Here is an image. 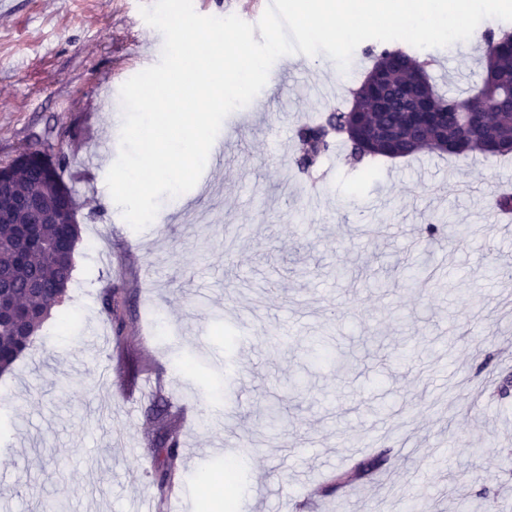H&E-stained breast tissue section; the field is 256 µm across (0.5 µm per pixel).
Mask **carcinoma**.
<instances>
[{
	"label": "carcinoma",
	"instance_id": "1",
	"mask_svg": "<svg viewBox=\"0 0 512 512\" xmlns=\"http://www.w3.org/2000/svg\"><path fill=\"white\" fill-rule=\"evenodd\" d=\"M508 33H485L484 67L477 91L466 96H446L431 83L425 64L399 48L377 50L370 46L365 54L372 58L371 70L386 67L385 78H364L352 91L348 109L327 112L318 120L297 126L295 137L301 144L294 157L295 167L305 172L332 148L331 132L347 124L354 126L357 115L364 125L354 131L355 138L341 139L351 164L364 165L377 158H405L430 150L453 156L473 153L507 157L512 155V45ZM422 94L423 111L433 114L427 127H413L404 116L409 95ZM386 96L391 106L382 110L377 98ZM65 155L56 148L49 166L42 164L39 152L25 150L23 160L4 164L8 179L0 193L13 197H33L37 211L17 210L12 220L0 223V374L10 371L33 344L36 332L49 316L59 296L66 294L74 270L73 255L80 240V225L72 223L68 199L45 179L47 169L59 175ZM426 240L460 238L467 228L446 224L437 215L427 219L422 229ZM434 271L429 260L409 268L405 279L412 285L429 282ZM125 290L114 288L104 299V310L115 333L124 327ZM156 451L165 455L156 470L160 487L169 484L178 456V440L172 430L157 435ZM385 462L379 453L361 461L352 474L342 478H362Z\"/></svg>",
	"mask_w": 512,
	"mask_h": 512
}]
</instances>
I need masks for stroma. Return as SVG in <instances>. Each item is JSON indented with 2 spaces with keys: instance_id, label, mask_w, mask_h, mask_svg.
<instances>
[{
  "instance_id": "35a3bbf8",
  "label": "stroma",
  "mask_w": 512,
  "mask_h": 512,
  "mask_svg": "<svg viewBox=\"0 0 512 512\" xmlns=\"http://www.w3.org/2000/svg\"><path fill=\"white\" fill-rule=\"evenodd\" d=\"M152 3L0 0V163L38 137L59 144L81 227L63 301L0 375V506L137 512L161 494L151 446L163 410L184 450L176 512H198L208 490L233 512L430 500L471 512L485 496L512 512V396L489 387L512 373V278L494 273L512 265V228L490 207L512 188V162L425 152L364 169L340 147L300 173L294 131L331 109L311 104L309 82L345 107L352 95L326 54L292 53L274 62L262 113L223 121V167L134 231L106 184L119 139L103 98L162 46L140 13ZM426 56L441 90L480 85L478 40ZM457 180L472 193L431 191ZM432 212L471 233L432 245V285L410 288L401 272ZM115 286L127 291L119 335L102 305ZM314 340L352 368L311 370L289 391ZM272 403L281 418L268 432ZM381 449L379 471L335 486Z\"/></svg>"
}]
</instances>
